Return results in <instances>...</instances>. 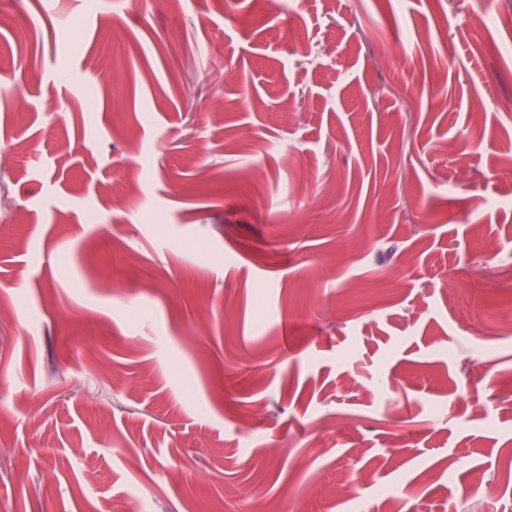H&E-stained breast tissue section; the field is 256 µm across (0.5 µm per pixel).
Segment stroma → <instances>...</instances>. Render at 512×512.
<instances>
[{"mask_svg":"<svg viewBox=\"0 0 512 512\" xmlns=\"http://www.w3.org/2000/svg\"><path fill=\"white\" fill-rule=\"evenodd\" d=\"M1 87L0 512H512L484 0H0Z\"/></svg>","mask_w":512,"mask_h":512,"instance_id":"35a3bbf8","label":"stroma"}]
</instances>
